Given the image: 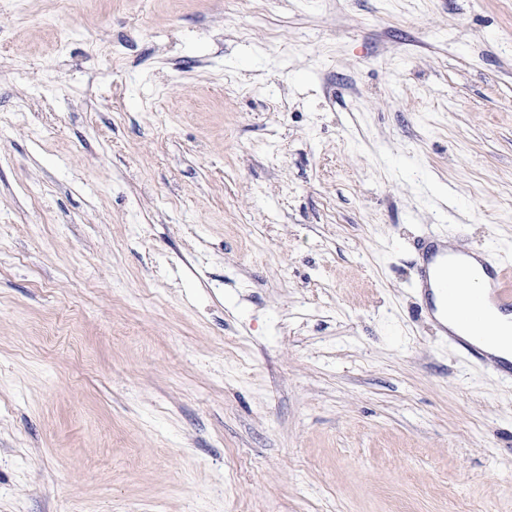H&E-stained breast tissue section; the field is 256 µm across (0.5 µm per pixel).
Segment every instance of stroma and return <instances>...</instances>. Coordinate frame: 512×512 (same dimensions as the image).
Returning a JSON list of instances; mask_svg holds the SVG:
<instances>
[{"instance_id":"1","label":"stroma","mask_w":512,"mask_h":512,"mask_svg":"<svg viewBox=\"0 0 512 512\" xmlns=\"http://www.w3.org/2000/svg\"><path fill=\"white\" fill-rule=\"evenodd\" d=\"M425 236L512 256V0H0V512H512Z\"/></svg>"}]
</instances>
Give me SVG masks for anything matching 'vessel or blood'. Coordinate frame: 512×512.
<instances>
[{
    "label": "vessel or blood",
    "mask_w": 512,
    "mask_h": 512,
    "mask_svg": "<svg viewBox=\"0 0 512 512\" xmlns=\"http://www.w3.org/2000/svg\"><path fill=\"white\" fill-rule=\"evenodd\" d=\"M421 248L419 276L424 312L431 316L440 307L450 311L461 330L449 332V341L464 346L484 368L512 382L511 368L476 344L466 342L461 335L462 330L487 326L488 309L512 312V259L502 257L494 264L483 262L488 280L487 286L483 287L471 278L468 268L460 262L461 257L472 253L467 243L451 247L446 242L433 240L422 243Z\"/></svg>",
    "instance_id": "obj_1"
}]
</instances>
